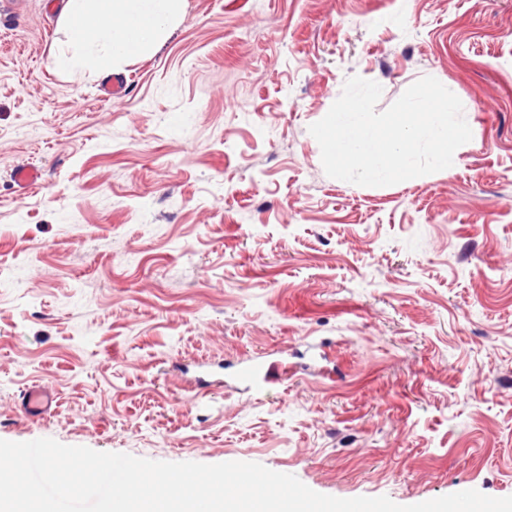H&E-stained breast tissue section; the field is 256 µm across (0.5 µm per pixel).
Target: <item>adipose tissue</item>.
<instances>
[{
    "label": "adipose tissue",
    "mask_w": 512,
    "mask_h": 512,
    "mask_svg": "<svg viewBox=\"0 0 512 512\" xmlns=\"http://www.w3.org/2000/svg\"><path fill=\"white\" fill-rule=\"evenodd\" d=\"M186 0H65L70 36L54 55L58 70L121 69L160 49L181 22Z\"/></svg>",
    "instance_id": "1"
}]
</instances>
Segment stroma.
Returning a JSON list of instances; mask_svg holds the SVG:
<instances>
[{
	"mask_svg": "<svg viewBox=\"0 0 512 512\" xmlns=\"http://www.w3.org/2000/svg\"><path fill=\"white\" fill-rule=\"evenodd\" d=\"M60 5L0 0V439L512 495V0H187L114 100L55 68ZM355 75L380 112L448 85L453 169L327 176L309 127ZM268 372L269 368H266L264 360L251 358L238 370L237 379L248 389L255 388L260 390L263 383L267 381ZM54 400V394L40 386H35L25 391L22 399L23 406L28 413H45L51 408Z\"/></svg>",
	"mask_w": 512,
	"mask_h": 512,
	"instance_id": "1",
	"label": "stroma"
}]
</instances>
